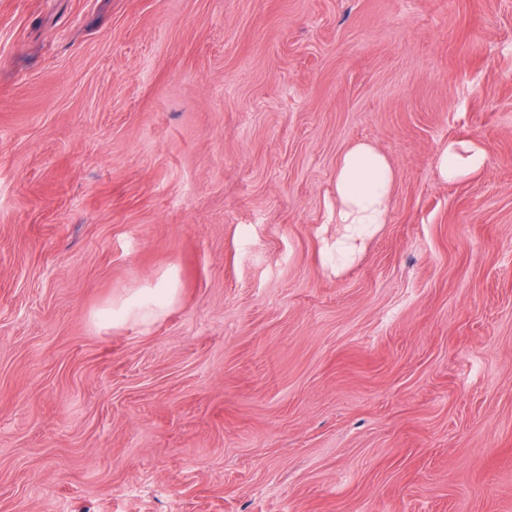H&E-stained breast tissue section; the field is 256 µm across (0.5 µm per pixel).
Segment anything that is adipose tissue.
I'll list each match as a JSON object with an SVG mask.
<instances>
[{"label":"adipose tissue","instance_id":"adipose-tissue-1","mask_svg":"<svg viewBox=\"0 0 512 512\" xmlns=\"http://www.w3.org/2000/svg\"><path fill=\"white\" fill-rule=\"evenodd\" d=\"M486 161V152L478 143L452 140L441 149L437 170L443 181L452 183L481 170ZM394 183L395 170L390 160L373 144L357 142L342 153L329 206L331 223L342 227L336 239L337 267L354 261L365 242L388 223ZM176 294L172 280L163 279L100 311L96 319L105 326L130 320L148 325L167 312Z\"/></svg>","mask_w":512,"mask_h":512}]
</instances>
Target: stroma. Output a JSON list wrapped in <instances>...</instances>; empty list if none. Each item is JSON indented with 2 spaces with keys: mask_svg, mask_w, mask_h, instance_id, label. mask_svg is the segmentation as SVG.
Masks as SVG:
<instances>
[{
  "mask_svg": "<svg viewBox=\"0 0 512 512\" xmlns=\"http://www.w3.org/2000/svg\"><path fill=\"white\" fill-rule=\"evenodd\" d=\"M0 512H512V0H0ZM486 161V152L478 143L451 140L439 152L437 170L443 181L452 183L481 170ZM395 183V170L373 144L356 142L340 156L336 165L330 224H340L336 238V268L354 261L365 242L387 224ZM177 294L172 280L162 279L153 288L142 289L134 296L113 303L112 308L96 314L99 324L111 326L123 321L134 320L143 325H149L172 306Z\"/></svg>",
  "mask_w": 512,
  "mask_h": 512,
  "instance_id": "stroma-1",
  "label": "stroma"
}]
</instances>
